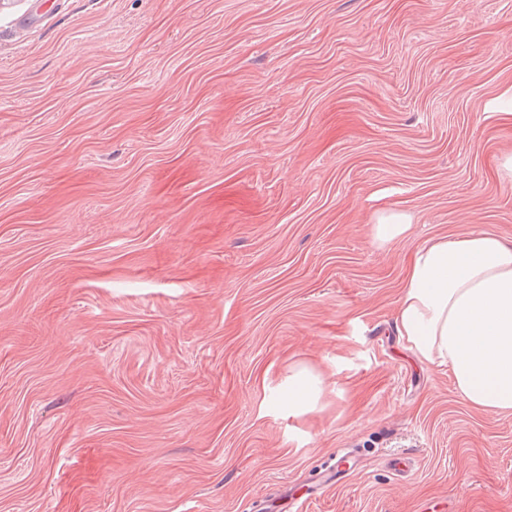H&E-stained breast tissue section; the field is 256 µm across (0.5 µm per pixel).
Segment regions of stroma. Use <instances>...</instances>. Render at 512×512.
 Returning a JSON list of instances; mask_svg holds the SVG:
<instances>
[{
	"instance_id": "1",
	"label": "stroma",
	"mask_w": 512,
	"mask_h": 512,
	"mask_svg": "<svg viewBox=\"0 0 512 512\" xmlns=\"http://www.w3.org/2000/svg\"><path fill=\"white\" fill-rule=\"evenodd\" d=\"M508 156L512 0H7L0 512H289L345 452L302 512H512V415L393 322L422 241L512 240ZM409 229L410 224L405 214H382L377 218L376 224H373L374 239L379 243H387L405 236ZM325 393L320 376L307 368H300L288 380V412L300 413L315 407Z\"/></svg>"
}]
</instances>
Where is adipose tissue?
Returning a JSON list of instances; mask_svg holds the SVG:
<instances>
[{
  "label": "adipose tissue",
  "mask_w": 512,
  "mask_h": 512,
  "mask_svg": "<svg viewBox=\"0 0 512 512\" xmlns=\"http://www.w3.org/2000/svg\"><path fill=\"white\" fill-rule=\"evenodd\" d=\"M394 327L421 363L447 367L458 394L489 413H512V242L476 232L420 244L410 261ZM319 375L288 380V411L315 407Z\"/></svg>",
  "instance_id": "adipose-tissue-1"
}]
</instances>
